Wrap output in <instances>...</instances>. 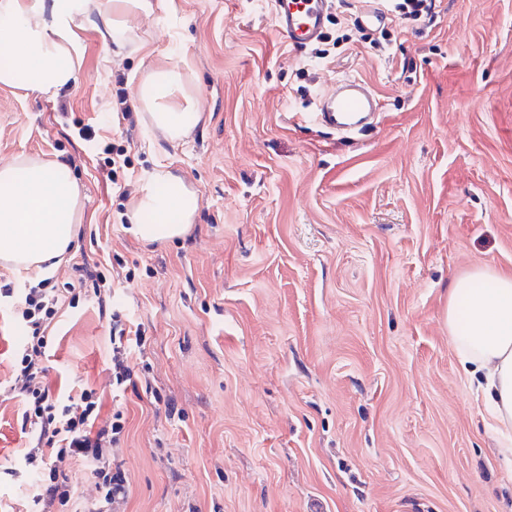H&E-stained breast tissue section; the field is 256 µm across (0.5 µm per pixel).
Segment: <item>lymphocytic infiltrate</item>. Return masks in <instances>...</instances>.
<instances>
[{
    "mask_svg": "<svg viewBox=\"0 0 512 512\" xmlns=\"http://www.w3.org/2000/svg\"><path fill=\"white\" fill-rule=\"evenodd\" d=\"M2 298L12 299L13 315L29 332L27 341L16 351L8 393L21 398V425L30 431L23 460L26 470L38 477L35 505L40 512H67L78 504L82 512H119L128 498L129 482L113 460L112 448L125 433L123 411L100 421L101 400L95 390L84 388L74 397L56 396L47 383L46 331L64 306L65 295L42 280L22 289L0 285ZM110 319L112 391L121 394L134 383L130 360L133 354L144 351L145 338L141 331L127 328L119 311H112ZM77 459L91 465L96 488L95 497L84 503L66 473L68 463Z\"/></svg>",
    "mask_w": 512,
    "mask_h": 512,
    "instance_id": "1",
    "label": "lymphocytic infiltrate"
}]
</instances>
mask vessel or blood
Here are the masks:
<instances>
[{
	"instance_id": "obj_1",
	"label": "vessel or blood",
	"mask_w": 512,
	"mask_h": 512,
	"mask_svg": "<svg viewBox=\"0 0 512 512\" xmlns=\"http://www.w3.org/2000/svg\"><path fill=\"white\" fill-rule=\"evenodd\" d=\"M332 0H272L273 23L289 45L305 49L319 39ZM377 110L376 100L359 78L339 82L335 95L323 97L309 118L339 130L363 125Z\"/></svg>"
}]
</instances>
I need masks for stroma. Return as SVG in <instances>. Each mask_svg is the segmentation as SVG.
Segmentation results:
<instances>
[{"mask_svg":"<svg viewBox=\"0 0 512 512\" xmlns=\"http://www.w3.org/2000/svg\"><path fill=\"white\" fill-rule=\"evenodd\" d=\"M360 8L334 9L319 59L274 30L271 0H159L120 51L82 24L79 76L58 97L0 85V165L56 156L84 187L51 284L111 257L133 274L112 299L146 337L124 395L94 297L47 331L51 390L91 388L102 417L126 413L125 512H512V467L448 336L454 280L512 269V0H439L432 22L388 20L377 45L354 32ZM170 53L202 112L176 145L145 132L137 99ZM347 76L378 102L353 139L307 118ZM110 143L127 164L105 166ZM159 168L200 209L184 236L148 244L125 214ZM26 336L0 310V512L33 510L6 394Z\"/></svg>","mask_w":512,"mask_h":512,"instance_id":"1","label":"stroma"}]
</instances>
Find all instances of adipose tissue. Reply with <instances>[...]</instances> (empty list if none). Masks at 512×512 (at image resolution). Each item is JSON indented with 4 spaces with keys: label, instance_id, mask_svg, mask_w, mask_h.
<instances>
[{
    "label": "adipose tissue",
    "instance_id": "obj_1",
    "mask_svg": "<svg viewBox=\"0 0 512 512\" xmlns=\"http://www.w3.org/2000/svg\"><path fill=\"white\" fill-rule=\"evenodd\" d=\"M151 0H0V84L23 85L54 98L71 87L84 46L80 21H101L116 46L139 42L132 18ZM138 98L146 132L169 143L188 137L201 120L187 64L165 59L142 74ZM83 188L60 158L20 156L0 166V262L41 277L63 262L81 221ZM200 198L172 171H154L128 213L134 234L153 243L181 237ZM466 321H459V313ZM448 333L462 368L481 374L487 419L512 465V270L477 267L448 291Z\"/></svg>",
    "mask_w": 512,
    "mask_h": 512
}]
</instances>
